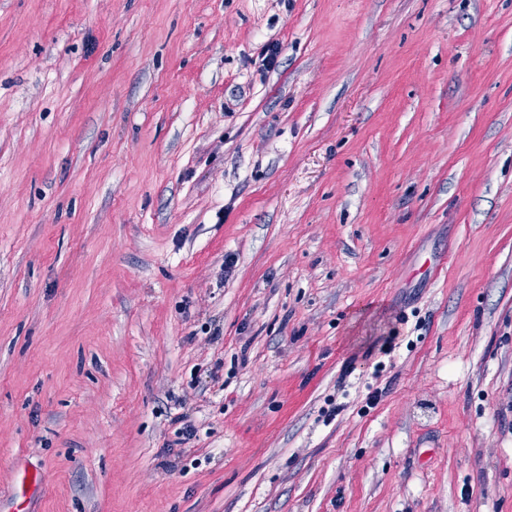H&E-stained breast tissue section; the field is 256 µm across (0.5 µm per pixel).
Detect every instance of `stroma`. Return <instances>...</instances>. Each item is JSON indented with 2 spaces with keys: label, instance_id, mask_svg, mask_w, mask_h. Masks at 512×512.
<instances>
[{
  "label": "stroma",
  "instance_id": "obj_1",
  "mask_svg": "<svg viewBox=\"0 0 512 512\" xmlns=\"http://www.w3.org/2000/svg\"><path fill=\"white\" fill-rule=\"evenodd\" d=\"M0 512H512V0H0Z\"/></svg>",
  "mask_w": 512,
  "mask_h": 512
}]
</instances>
